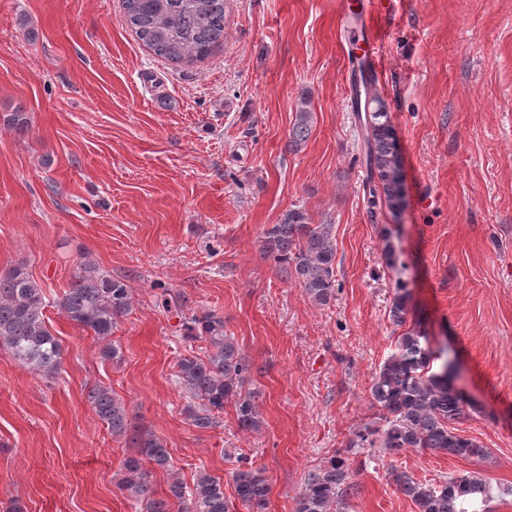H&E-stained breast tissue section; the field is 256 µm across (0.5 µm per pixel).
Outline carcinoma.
<instances>
[{
    "mask_svg": "<svg viewBox=\"0 0 512 512\" xmlns=\"http://www.w3.org/2000/svg\"><path fill=\"white\" fill-rule=\"evenodd\" d=\"M127 25L154 55L175 63L208 57L224 43V0H122ZM370 111L359 115L364 130L365 166L369 203L388 206L398 214L403 203L400 156L389 112L373 88L372 77L361 74ZM310 101L301 97L288 148L296 151L311 132ZM259 251L278 264L317 305H326L336 288V242L333 225L314 224L300 206L288 209L279 222L263 229ZM131 288L101 271L91 260L80 264L70 287L59 296L57 307L79 327L93 333L105 360L119 357L112 333L120 318L132 309ZM409 296L405 284L395 281L388 311L393 325L407 324ZM43 288L19 264L0 275V347L22 366L46 379L61 365V343L45 320ZM184 339L206 343L203 356L188 354L177 361L178 383L190 399L188 417L198 429L220 426L224 407L234 408L244 430L261 426L260 394L251 388L254 365L235 337L224 330V317L212 310L196 313L184 324ZM372 406L382 424L356 434L349 448L385 449L398 455L409 448L434 454L481 460L488 456L474 438L459 433L455 423L463 414L464 395L456 374L443 368L441 351L413 326L398 337L395 350L375 372ZM88 402L115 438L125 440L134 452L120 461L118 487L143 507L144 512H236L224 495V482L206 471L192 485L174 478L167 495L156 496L150 463L170 467L167 442L146 429H132L126 403L105 386L93 387ZM351 463L340 452L326 465L310 472L296 497L295 512H348L354 490ZM402 494L418 512H462L466 502L487 497L488 484L476 471L439 483L417 481L405 473L393 475ZM235 499L245 512H268L272 487L264 471L239 468L233 475Z\"/></svg>",
    "mask_w": 512,
    "mask_h": 512,
    "instance_id": "1",
    "label": "carcinoma"
}]
</instances>
